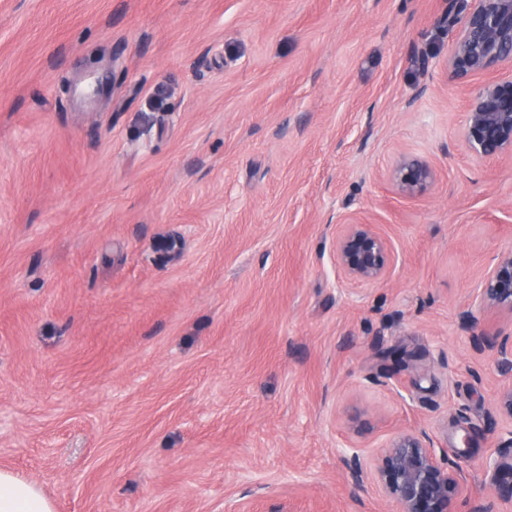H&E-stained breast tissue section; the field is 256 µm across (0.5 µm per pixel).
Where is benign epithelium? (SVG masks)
<instances>
[{"mask_svg":"<svg viewBox=\"0 0 512 512\" xmlns=\"http://www.w3.org/2000/svg\"><path fill=\"white\" fill-rule=\"evenodd\" d=\"M442 22L459 29L447 61L450 79L457 85L467 90L472 79L497 67L512 71V0H456L454 12L444 15ZM460 141L479 159L512 160V76L488 80L469 93ZM391 180L401 194L413 197L431 186L433 170L424 161L403 156ZM335 258L346 280L373 284L387 276L392 253L387 240L370 225L338 224ZM481 305L512 315V251L486 275ZM471 341L478 352L497 349L500 365L512 367V333L493 338L474 333ZM485 478L500 500L512 503L511 453L489 462ZM374 480L400 512H458L464 489L460 467L436 458L430 437L416 431H403L391 439L378 458Z\"/></svg>","mask_w":512,"mask_h":512,"instance_id":"benign-epithelium-1","label":"benign epithelium"}]
</instances>
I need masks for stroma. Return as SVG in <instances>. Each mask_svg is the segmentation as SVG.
Returning <instances> with one entry per match:
<instances>
[{"label": "stroma", "instance_id": "stroma-1", "mask_svg": "<svg viewBox=\"0 0 512 512\" xmlns=\"http://www.w3.org/2000/svg\"><path fill=\"white\" fill-rule=\"evenodd\" d=\"M454 7L0 0V468L55 512H398L347 462L423 430L505 512L512 372L471 335L512 332L478 306L512 162L459 143ZM349 222L384 280L338 271ZM391 180L397 190L406 196L423 194L433 181V170L424 161L401 157L391 172ZM335 258L346 280L373 284L387 276L392 253L387 240L369 224H340L336 227ZM485 478L498 498L512 504V454H500L489 462Z\"/></svg>", "mask_w": 512, "mask_h": 512}]
</instances>
